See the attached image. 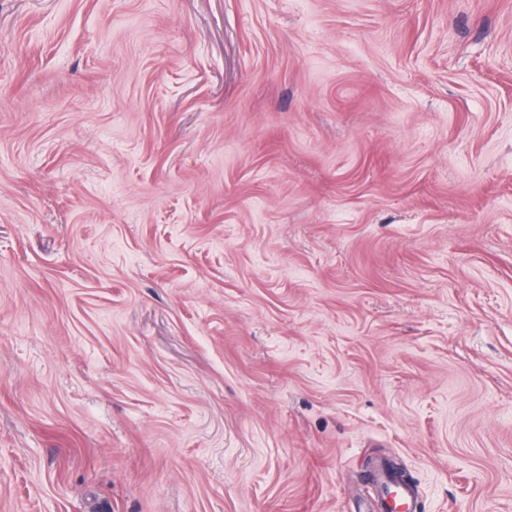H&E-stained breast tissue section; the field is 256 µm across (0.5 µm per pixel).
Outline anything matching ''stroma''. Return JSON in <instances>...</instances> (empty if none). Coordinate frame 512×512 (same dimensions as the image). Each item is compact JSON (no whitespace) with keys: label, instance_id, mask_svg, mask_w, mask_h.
I'll return each mask as SVG.
<instances>
[{"label":"stroma","instance_id":"35a3bbf8","mask_svg":"<svg viewBox=\"0 0 512 512\" xmlns=\"http://www.w3.org/2000/svg\"><path fill=\"white\" fill-rule=\"evenodd\" d=\"M512 512V0H0V512ZM377 482L381 489L378 512H417V496L412 485H399L387 469H379Z\"/></svg>","mask_w":512,"mask_h":512}]
</instances>
